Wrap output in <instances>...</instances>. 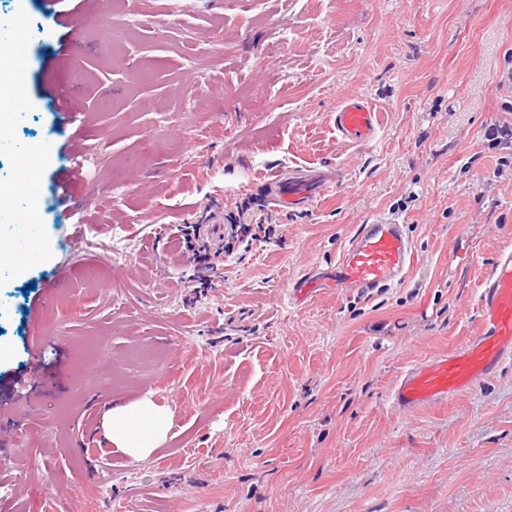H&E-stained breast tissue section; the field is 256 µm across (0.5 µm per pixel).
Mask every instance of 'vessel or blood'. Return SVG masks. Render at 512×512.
I'll use <instances>...</instances> for the list:
<instances>
[{
  "label": "vessel or blood",
  "mask_w": 512,
  "mask_h": 512,
  "mask_svg": "<svg viewBox=\"0 0 512 512\" xmlns=\"http://www.w3.org/2000/svg\"><path fill=\"white\" fill-rule=\"evenodd\" d=\"M383 124L381 110L359 95H345L334 113L339 139L348 144L375 140ZM340 174L314 171L288 177L274 176L266 183L269 200L279 207L313 204L338 183ZM411 241L398 224L382 219L360 225L349 246L328 273L308 272L293 282L288 299L301 304L324 288H352L361 293L402 281L414 265ZM483 335L460 348L409 367L392 392V402L409 410L445 402L475 387L487 374L512 362V250L504 249L484 278L478 295Z\"/></svg>",
  "instance_id": "1"
}]
</instances>
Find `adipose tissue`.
Instances as JSON below:
<instances>
[{
	"mask_svg": "<svg viewBox=\"0 0 512 512\" xmlns=\"http://www.w3.org/2000/svg\"><path fill=\"white\" fill-rule=\"evenodd\" d=\"M170 427L169 411L148 397L130 404L113 403L103 423L105 438L117 451L141 459L160 446Z\"/></svg>",
	"mask_w": 512,
	"mask_h": 512,
	"instance_id": "ef3b65f1",
	"label": "adipose tissue"
}]
</instances>
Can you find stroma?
Segmentation results:
<instances>
[{
  "label": "stroma",
  "mask_w": 512,
  "mask_h": 512,
  "mask_svg": "<svg viewBox=\"0 0 512 512\" xmlns=\"http://www.w3.org/2000/svg\"><path fill=\"white\" fill-rule=\"evenodd\" d=\"M116 30L0 0L21 42L0 132V512H512V364L403 412L411 365L480 335L478 294L512 245V0H91ZM87 47L66 52L70 35ZM79 110L61 122L48 85ZM386 109L347 145L344 94ZM85 174L62 220L55 169ZM341 180L282 209L270 173ZM224 217L213 240L189 224ZM402 225L415 264L361 294L330 271L358 225ZM208 254V264L197 257ZM45 349V363L29 351ZM172 414L148 459L103 434L113 402Z\"/></svg>",
  "instance_id": "1"
}]
</instances>
